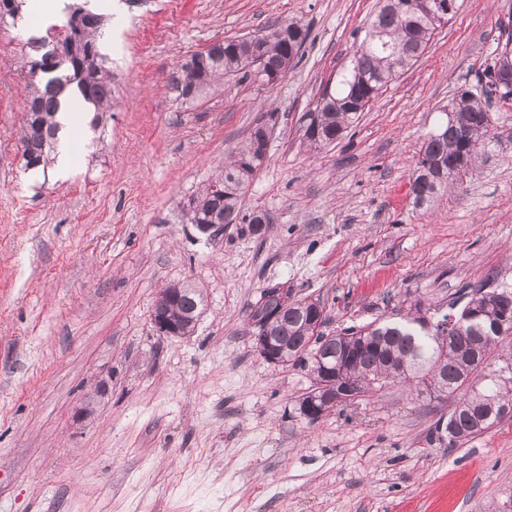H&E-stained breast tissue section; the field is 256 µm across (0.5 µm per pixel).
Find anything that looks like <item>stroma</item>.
I'll return each instance as SVG.
<instances>
[{
	"label": "stroma",
	"mask_w": 512,
	"mask_h": 512,
	"mask_svg": "<svg viewBox=\"0 0 512 512\" xmlns=\"http://www.w3.org/2000/svg\"><path fill=\"white\" fill-rule=\"evenodd\" d=\"M109 16L120 76L96 159L31 179L20 163L25 78L0 27V512H512V418L459 448L432 437L451 400L402 385L312 423L310 379L266 363L251 309L282 285L320 300L326 331L411 294L512 286V99L490 102L481 158L431 208L410 178L420 146L504 42L512 0H463L418 63L312 151L300 118L349 65L377 0H70ZM275 21L308 32L275 84L225 80L183 105L167 81L195 53ZM275 120L246 208L257 238L205 234L183 206L262 115ZM202 290L185 338L151 312ZM105 386L95 412L75 411Z\"/></svg>",
	"instance_id": "1"
}]
</instances>
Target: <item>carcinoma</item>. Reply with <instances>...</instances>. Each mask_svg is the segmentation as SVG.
Listing matches in <instances>:
<instances>
[{
    "label": "carcinoma",
    "instance_id": "obj_1",
    "mask_svg": "<svg viewBox=\"0 0 512 512\" xmlns=\"http://www.w3.org/2000/svg\"><path fill=\"white\" fill-rule=\"evenodd\" d=\"M428 4L429 0H382L336 89L324 92L302 117V139L311 149L340 140L354 116L425 53L442 28L429 13ZM106 22L102 13L81 17L70 13L63 37L50 44L60 56L51 64L46 55H37L47 42L30 37L23 43L22 72L29 89L21 136L25 169L48 168L54 163L59 131L56 114L64 88L73 87L94 112L90 122L94 131L112 110V66L98 47ZM306 38V31L294 23H275L257 35L214 44L173 73L172 87L183 102L193 103L222 85L226 77L264 83L269 73L285 75L294 67ZM511 43L509 35L506 46L483 71L482 95L457 91L449 108L454 120L446 121L423 141L410 182L417 206L430 205L457 177L453 170L458 166L468 170L477 162L491 122L488 100L498 93L504 98L512 95V83L499 90L491 83L492 71L512 72ZM260 126L270 133L268 123H256L224 170L191 196L192 206L185 211L189 223L215 220L239 224L241 232L254 237L265 234L273 222L271 214L243 206L245 188L266 161L259 150ZM422 304L419 298L405 300L386 317L329 336L316 331L308 311L294 302L278 314L272 329L286 347L291 365L307 371L312 393L329 382L313 360L318 353L336 370L337 383L354 387L356 401L387 388L389 369L406 367L403 382L413 385L417 394L433 392L454 398L445 430L448 447L457 448L499 424L505 418L501 409L512 410V288H492L486 283L462 288V295L448 303L460 329L448 334L446 344L423 319ZM201 305V293L188 285L172 303V314L184 335L193 334L194 315ZM278 307L275 298L260 299L252 320L261 323ZM504 321L510 326L496 333L495 326Z\"/></svg>",
    "mask_w": 512,
    "mask_h": 512
}]
</instances>
